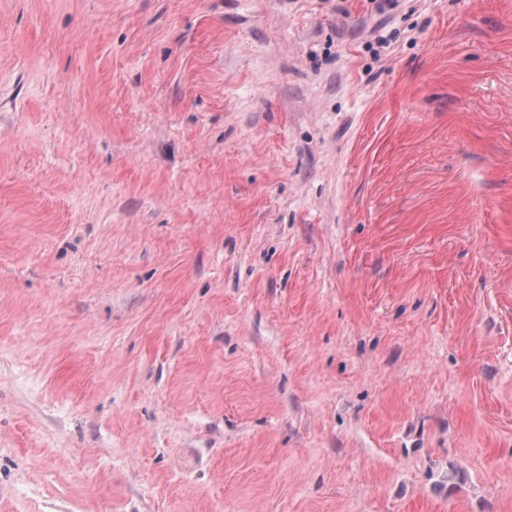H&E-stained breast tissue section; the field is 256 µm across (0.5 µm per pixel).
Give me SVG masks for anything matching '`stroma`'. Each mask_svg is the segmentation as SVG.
Wrapping results in <instances>:
<instances>
[{
    "label": "stroma",
    "instance_id": "1",
    "mask_svg": "<svg viewBox=\"0 0 512 512\" xmlns=\"http://www.w3.org/2000/svg\"><path fill=\"white\" fill-rule=\"evenodd\" d=\"M0 512H512V0H0Z\"/></svg>",
    "mask_w": 512,
    "mask_h": 512
}]
</instances>
